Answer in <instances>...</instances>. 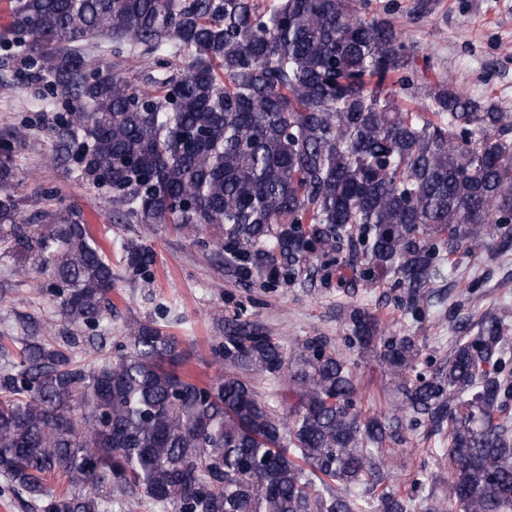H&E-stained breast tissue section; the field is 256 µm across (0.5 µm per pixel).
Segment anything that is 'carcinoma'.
<instances>
[{
	"mask_svg": "<svg viewBox=\"0 0 512 512\" xmlns=\"http://www.w3.org/2000/svg\"><path fill=\"white\" fill-rule=\"evenodd\" d=\"M0 44L72 99L60 135L83 179L112 190L128 222L205 231L260 277L294 278L348 248L367 276L391 272L415 310L433 259L473 252L512 224V113L446 80L422 84L394 23L359 0H12ZM165 52L187 68L138 89L108 51ZM16 141L0 135V250L12 275L52 279L62 331L22 325L19 360L0 339V476L41 512H369L375 453L400 419L442 438L452 512H512L510 314L463 326L446 366L416 371L410 336L382 339L355 310L350 343L393 378L391 415L366 417L351 364L324 336L292 351L231 329L224 374L180 370L179 337L150 320L101 351L112 262L70 209L22 219ZM135 272L154 263L125 248ZM85 328L96 331L82 335ZM286 379L274 403L255 379ZM65 488L49 485L51 477ZM377 512H406L385 487Z\"/></svg>",
	"mask_w": 512,
	"mask_h": 512,
	"instance_id": "1",
	"label": "carcinoma"
}]
</instances>
